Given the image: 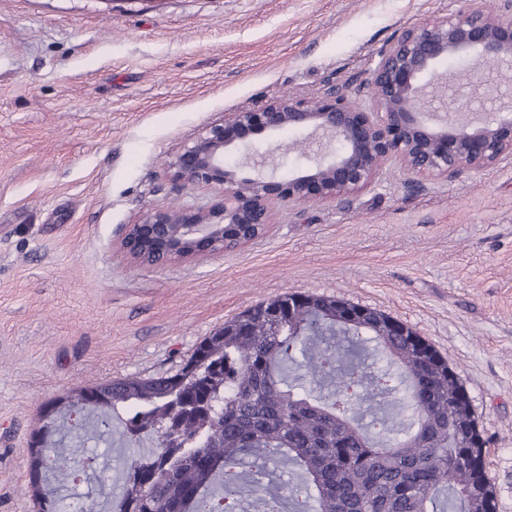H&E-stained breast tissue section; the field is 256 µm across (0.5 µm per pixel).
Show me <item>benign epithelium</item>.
Wrapping results in <instances>:
<instances>
[{"instance_id":"benign-epithelium-1","label":"benign epithelium","mask_w":512,"mask_h":512,"mask_svg":"<svg viewBox=\"0 0 512 512\" xmlns=\"http://www.w3.org/2000/svg\"><path fill=\"white\" fill-rule=\"evenodd\" d=\"M470 54L512 67V0L499 14L486 12L482 0H463L458 11L403 31L351 92L329 85L314 99L288 96L224 113L184 144L165 171L175 195L196 187H213L219 194L204 206H147L123 228L120 249L139 264L150 254L152 266L222 254L262 237L272 204L341 202L371 185L391 159L417 177L412 186L420 188L424 177L451 181L511 158V112L428 109V89H460L438 66ZM470 86L487 101L500 96L501 83L486 74H470ZM354 94L366 97L368 106L352 101ZM290 129L321 134L336 149L306 156V164L286 177L259 168L245 173L225 163L235 151L252 150L258 136L276 149L273 137ZM335 302L344 323L365 320L366 307L339 297ZM386 324L392 334L423 346L408 324L393 318Z\"/></svg>"}]
</instances>
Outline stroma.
<instances>
[{"mask_svg":"<svg viewBox=\"0 0 512 512\" xmlns=\"http://www.w3.org/2000/svg\"><path fill=\"white\" fill-rule=\"evenodd\" d=\"M461 0H0V512H35L29 442L72 389L181 369L226 321L286 293L343 297L410 325L458 373L512 512V159L409 185L398 163L349 203L273 206L225 254L144 267L117 245L164 202L166 161L224 113L366 77L403 30ZM266 167L327 138L292 130ZM127 413L58 433L96 466L60 489L122 493Z\"/></svg>","mask_w":512,"mask_h":512,"instance_id":"1","label":"stroma"}]
</instances>
